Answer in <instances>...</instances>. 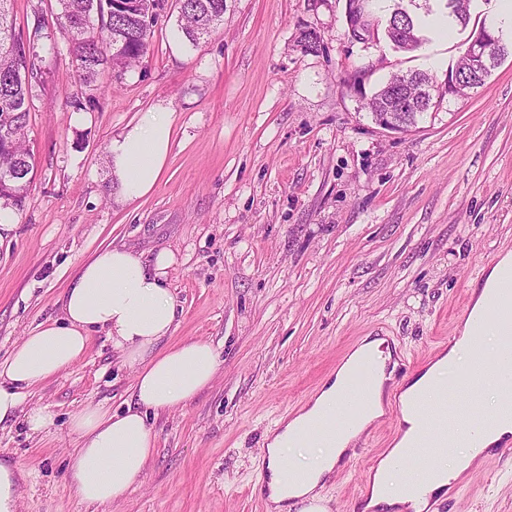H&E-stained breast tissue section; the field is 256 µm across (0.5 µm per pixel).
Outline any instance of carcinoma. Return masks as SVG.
<instances>
[{"label":"carcinoma","instance_id":"obj_1","mask_svg":"<svg viewBox=\"0 0 512 512\" xmlns=\"http://www.w3.org/2000/svg\"><path fill=\"white\" fill-rule=\"evenodd\" d=\"M159 0H56V19L71 37L76 72L85 84L95 83L107 65L127 68L147 52ZM226 0H176L178 27L194 47L224 24ZM11 0H0V200L19 209L27 197L32 155L26 145L32 81L37 78L34 43L16 33ZM406 24L414 32L411 49L422 44L416 18L395 9L386 20ZM410 81V92L432 83L423 71L392 76L368 102L375 115L395 106L396 86Z\"/></svg>","mask_w":512,"mask_h":512}]
</instances>
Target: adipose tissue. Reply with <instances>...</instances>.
<instances>
[{"label": "adipose tissue", "instance_id": "1", "mask_svg": "<svg viewBox=\"0 0 512 512\" xmlns=\"http://www.w3.org/2000/svg\"><path fill=\"white\" fill-rule=\"evenodd\" d=\"M169 113L151 112L112 138L108 146L112 174L121 199L133 202L148 195L159 181L172 144ZM172 253H158L146 262L143 253L107 247L84 261L62 297L61 319L39 324L23 337L10 357L0 364V422L20 416L29 431L39 434L53 423L44 407H26L28 392L76 363L96 333L105 334L124 366L135 373L126 409L112 412L101 405H86L70 420L78 446L72 453L73 490L80 502L99 506L121 501L142 480L155 448L147 425L149 413L171 411L187 405L215 380L222 361L215 347L203 340L164 345L175 329L176 301L167 286ZM512 327V252L494 259L462 333L469 341L459 344L431 364L410 383L408 392L422 404L434 400L432 381H446L449 373L476 372L490 394L486 416L495 426L478 444H471L475 421L462 413L453 423L464 442L449 457L425 472L392 468L391 460L405 450L419 423L403 413L404 439L381 458L367 480L360 503L362 512H433L453 481L480 465L492 448L512 439V416H505L506 394L496 378L503 367L502 341ZM494 336L486 345L485 336ZM383 342L366 339L337 369L333 379L312 396L305 410L280 421L267 435L265 490L268 512H326L322 491L338 461L350 457L358 432L384 413L388 384L392 380L391 356H383L371 386L372 404L355 430L345 432L336 445L311 442L302 430L327 416L336 400L346 397L348 377L365 354L379 351Z\"/></svg>", "mask_w": 512, "mask_h": 512}]
</instances>
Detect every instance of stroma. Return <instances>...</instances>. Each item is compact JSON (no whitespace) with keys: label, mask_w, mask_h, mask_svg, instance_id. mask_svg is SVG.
<instances>
[{"label":"stroma","mask_w":512,"mask_h":512,"mask_svg":"<svg viewBox=\"0 0 512 512\" xmlns=\"http://www.w3.org/2000/svg\"><path fill=\"white\" fill-rule=\"evenodd\" d=\"M16 30L43 21L30 112L32 183L0 234V362L61 314L79 265L108 245L174 254L173 341L213 342L214 384L151 414L156 448L120 503L89 510L71 493L69 418L124 410L134 383L106 336L36 384L28 403L53 423L33 435L0 423V461L19 464L20 512H267L260 453L365 337L395 346L409 374L458 330L473 283L512 252V17L473 0L467 24L422 30L415 51L383 31L348 36L346 0H226L224 23L192 46L165 0L147 52L105 67L95 87L73 67L55 0H12ZM509 49L484 84L445 93L448 70L482 26ZM322 39L301 49L304 30ZM433 75L440 91L410 132L383 130L368 99L393 75ZM173 114L166 170L146 197L120 199L107 147L145 113ZM371 428L323 494L355 512L394 437ZM437 512H512V449L490 454Z\"/></svg>","instance_id":"35a3bbf8"}]
</instances>
